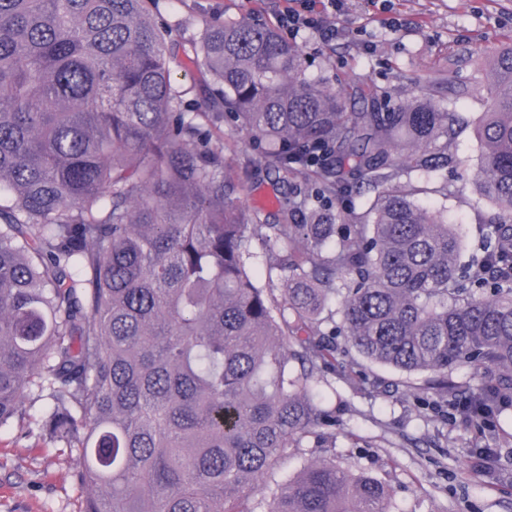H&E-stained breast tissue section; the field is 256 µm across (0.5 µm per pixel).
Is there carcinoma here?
Instances as JSON below:
<instances>
[{"label":"carcinoma","instance_id":"carcinoma-1","mask_svg":"<svg viewBox=\"0 0 512 512\" xmlns=\"http://www.w3.org/2000/svg\"><path fill=\"white\" fill-rule=\"evenodd\" d=\"M183 57L209 76L201 104L171 83ZM492 71L475 183L499 212L462 263L410 200L429 189L391 185L456 162L457 113L313 82L254 23L180 48L149 0H0V427L51 400L82 512H386V482L333 460L269 475L290 448L336 447L325 374L394 392L357 354L430 373L479 437L512 409V47ZM222 123L304 194L278 223L232 198ZM365 185L364 212L332 210ZM462 365L487 382L459 389ZM472 454L491 476L498 449Z\"/></svg>","mask_w":512,"mask_h":512}]
</instances>
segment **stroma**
Listing matches in <instances>:
<instances>
[{"label": "stroma", "instance_id": "obj_1", "mask_svg": "<svg viewBox=\"0 0 512 512\" xmlns=\"http://www.w3.org/2000/svg\"><path fill=\"white\" fill-rule=\"evenodd\" d=\"M256 20L273 25L271 0H159L156 21L169 42L199 38L207 23ZM338 34L325 42L311 32L298 36L316 82H359L387 88L394 102L430 94L457 112L452 145L456 166L431 176H412L425 187L420 204L442 211L461 236L462 258L479 244L478 228L496 207L473 189L483 147L477 127L496 101L490 66L512 46V0H341L330 15ZM481 78V96L458 97L459 87ZM224 158L236 184L234 198L246 209L274 216L288 183L265 169L243 170L252 153L248 139L222 126ZM372 376L399 389L375 397L334 379L336 445L292 448L274 469L275 480L296 474L310 460L326 458L351 473L372 474L390 487L388 512H512V410L503 413L485 443L499 449L494 479L473 471V434L459 419L433 408L426 375H408L363 362ZM49 400L25 397L23 416L0 427V512H82L84 490L76 453L53 445L40 424Z\"/></svg>", "mask_w": 512, "mask_h": 512}]
</instances>
